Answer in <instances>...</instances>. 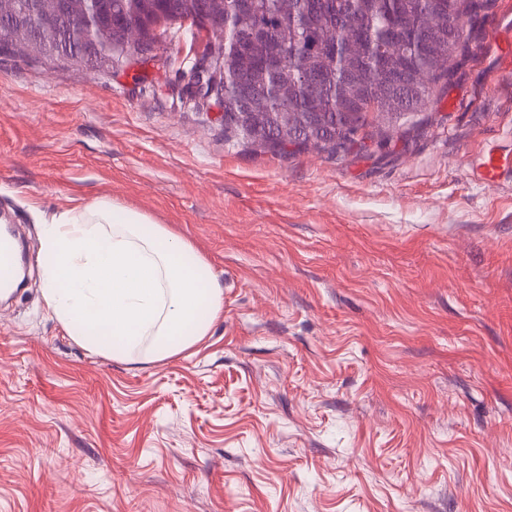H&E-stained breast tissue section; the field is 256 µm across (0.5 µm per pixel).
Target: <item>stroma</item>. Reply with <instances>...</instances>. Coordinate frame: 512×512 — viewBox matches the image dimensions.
Instances as JSON below:
<instances>
[{"label": "stroma", "mask_w": 512, "mask_h": 512, "mask_svg": "<svg viewBox=\"0 0 512 512\" xmlns=\"http://www.w3.org/2000/svg\"><path fill=\"white\" fill-rule=\"evenodd\" d=\"M369 153L280 157L187 101L185 31L104 72L0 53V512H512V78L486 52ZM106 198L186 236L224 288L208 336L115 360L47 311L35 214ZM468 175L471 179L487 185L512 181V155L504 156L489 148L472 163ZM18 261L17 247L13 239L6 236L0 238V281L9 279Z\"/></svg>", "instance_id": "stroma-1"}]
</instances>
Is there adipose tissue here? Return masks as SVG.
Returning <instances> with one entry per match:
<instances>
[{
  "label": "adipose tissue",
  "mask_w": 512,
  "mask_h": 512,
  "mask_svg": "<svg viewBox=\"0 0 512 512\" xmlns=\"http://www.w3.org/2000/svg\"><path fill=\"white\" fill-rule=\"evenodd\" d=\"M48 312L81 346L159 361L208 336L224 289L191 241L149 215L97 200L39 225Z\"/></svg>",
  "instance_id": "1"
}]
</instances>
